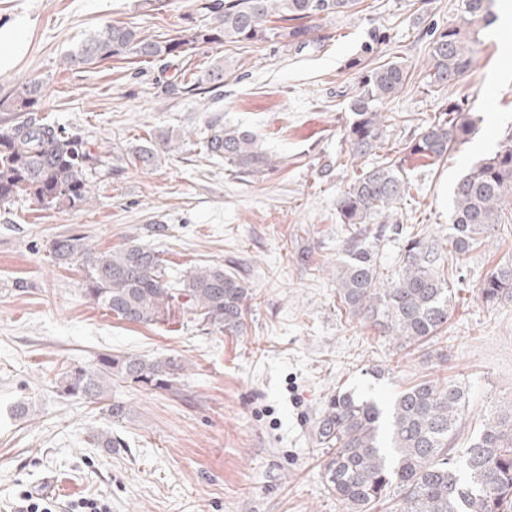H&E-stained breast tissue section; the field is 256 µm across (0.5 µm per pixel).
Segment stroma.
Wrapping results in <instances>:
<instances>
[{
  "label": "stroma",
  "instance_id": "obj_1",
  "mask_svg": "<svg viewBox=\"0 0 512 512\" xmlns=\"http://www.w3.org/2000/svg\"><path fill=\"white\" fill-rule=\"evenodd\" d=\"M187 10L185 0H0V18L23 19L29 30L28 53L0 74V97L41 79L43 115L112 154L80 210L40 211L24 197L0 207V512H16L24 491L62 506L104 497L112 512H348L327 490L314 431L331 395L352 390L384 408L422 380L456 382L468 394L457 457L485 420L512 409V302L489 304L476 292L496 265L512 263V223L444 266L456 290L447 325L432 344L402 349L341 309L337 271L354 228L336 212L362 168L394 157L443 103L464 100L481 118L466 142L434 164L403 162L411 188L392 208L401 234L362 227L387 279L406 236L447 242L454 184L512 143V0H493L490 28L460 0H362L323 21L320 41L302 50L211 44L187 71L228 60L235 72L196 97L164 96L176 70L162 61L74 71L65 63L105 24L171 33L185 28ZM453 26L476 39V64L458 85L427 93L430 32ZM376 31L386 41L364 55ZM361 58L404 62L410 78L383 106L382 149L356 156L345 141L344 91ZM214 120L256 133L280 168L237 179L201 147ZM161 134L175 150L151 167L130 165L132 151ZM325 164L332 179L318 174ZM156 224L166 233L155 234ZM59 234L84 235L100 252L138 239L177 277L214 265L234 272L250 292L242 330H208L187 316L150 326L118 320L84 298L80 266L54 264L48 243ZM103 352L171 357L185 370L172 392L113 380L110 396L127 413L111 423L103 402L61 389L68 370ZM19 402L29 412L16 419ZM105 427L122 447L96 446L92 433Z\"/></svg>",
  "mask_w": 512,
  "mask_h": 512
}]
</instances>
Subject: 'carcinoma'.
Listing matches in <instances>:
<instances>
[{"label": "carcinoma", "instance_id": "carcinoma-1", "mask_svg": "<svg viewBox=\"0 0 512 512\" xmlns=\"http://www.w3.org/2000/svg\"><path fill=\"white\" fill-rule=\"evenodd\" d=\"M492 0H461V9L486 24L494 21ZM359 0H197L209 18L200 26L173 34L141 35L136 28L112 23L66 57L69 66L99 61L172 59L189 62L209 44L237 43L258 48L271 41L299 49L318 39L321 21L354 9ZM471 40L457 27L440 31L432 41L428 90L445 91L466 77L476 57ZM232 64L217 63L204 74L171 82L167 94L196 96L221 87ZM400 62L362 67L351 118L345 127L350 149L369 154L385 141L383 105L407 85ZM43 83L33 79L0 98V205L27 197L40 210L75 211L91 199L90 173L108 163L79 132L47 120L41 113ZM477 118L462 103L442 105L433 119L404 147L433 162L465 142ZM205 152L224 159L241 181L274 171L276 162L257 138L240 127L208 125ZM172 150L171 138L158 135L139 146L131 163L150 167L158 149ZM402 160L385 158L362 171L343 192L336 210L343 224H368L389 218L409 182L401 176ZM448 245L419 233L405 240L400 267L388 287L380 288L375 253L353 238L339 272L338 297L352 317L362 318L400 346L420 345L448 322L452 289L438 269L445 254L463 256L480 237L504 223L502 204L512 198V145L476 162L456 183ZM50 254L58 265L80 264L82 292L89 301L120 320L154 325L178 311L220 332L243 326L249 289L220 266L199 268L180 282L166 280L158 253L131 239L99 253L80 234L58 235ZM487 303L512 300V264L489 272L478 286ZM177 360H153L136 354L100 353L90 366L67 372L65 391L85 400L107 398L112 379L158 390H173ZM466 406L462 386L421 381L401 391L389 404L387 421L372 399L337 392L316 418L319 444L330 449L323 460L329 491L350 512H373L390 490L399 493L398 512H512V410L485 422L465 448L462 468L452 462L450 447Z\"/></svg>", "mask_w": 512, "mask_h": 512}]
</instances>
